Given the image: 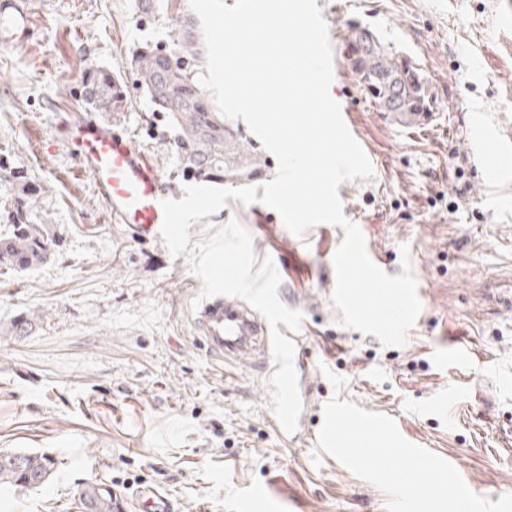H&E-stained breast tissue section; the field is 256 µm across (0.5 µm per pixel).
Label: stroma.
<instances>
[{"instance_id": "obj_1", "label": "stroma", "mask_w": 512, "mask_h": 512, "mask_svg": "<svg viewBox=\"0 0 512 512\" xmlns=\"http://www.w3.org/2000/svg\"><path fill=\"white\" fill-rule=\"evenodd\" d=\"M26 41H0V156L34 186L59 242L27 272L0 269V450L55 460L38 489L0 492V512H83L79 490L104 483L137 512L150 485L173 512H386L387 495L342 463L312 455L331 370L340 393L395 418L401 434L450 462L477 495L512 494V174L491 177L474 138L512 132V15L498 0H316L333 46L331 97L347 110L374 178L342 183L386 273L409 249L422 309L400 348L342 327L331 302L333 255L345 232L290 233L266 205L228 199L210 215L237 220L257 258L271 256L280 300L302 312L291 338L303 402L286 434L272 410L269 371L249 355L225 362L204 344L192 307L202 282L185 256L109 223L92 178L56 141V125L89 111L86 70L121 75L128 105L100 113L164 180L183 189L177 149L138 83L143 45L171 47L165 0H24ZM411 56L439 106L410 125L378 111L342 56L349 23ZM35 316L32 329L10 335ZM461 347L469 359L440 363ZM446 406L430 410L436 398Z\"/></svg>"}]
</instances>
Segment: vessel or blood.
Here are the masks:
<instances>
[{
    "label": "vessel or blood",
    "mask_w": 512,
    "mask_h": 512,
    "mask_svg": "<svg viewBox=\"0 0 512 512\" xmlns=\"http://www.w3.org/2000/svg\"><path fill=\"white\" fill-rule=\"evenodd\" d=\"M29 24L22 0H0L1 38L24 41ZM54 137L91 175L113 223L131 230L140 241L160 240L162 202L171 193L157 168L130 137L91 113L61 121ZM198 321L210 351L228 360L248 353L255 363L266 364L270 327L249 304L215 296L202 305ZM137 502L140 512H169L164 496L151 486L139 488Z\"/></svg>",
    "instance_id": "1"
}]
</instances>
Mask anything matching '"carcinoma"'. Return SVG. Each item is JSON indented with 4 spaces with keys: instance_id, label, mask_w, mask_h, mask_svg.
<instances>
[{
    "instance_id": "carcinoma-1",
    "label": "carcinoma",
    "mask_w": 512,
    "mask_h": 512,
    "mask_svg": "<svg viewBox=\"0 0 512 512\" xmlns=\"http://www.w3.org/2000/svg\"><path fill=\"white\" fill-rule=\"evenodd\" d=\"M176 21L173 28L177 65L164 68L159 50L146 47L132 60L139 84L155 108L163 112L174 131L178 155L187 173L202 181L237 179L260 171V160L247 137L224 136L222 116L211 95L198 82L205 49L195 24L183 13L182 0H167ZM351 70L360 87L381 111L398 123L412 125L437 111L427 81L418 65L392 49L366 28H351L345 38ZM86 99L107 112H121L126 99L122 79L105 69L83 76ZM54 225L37 216L31 204L28 182L20 184L10 199L7 214H0V268L26 271L43 264L56 244ZM55 461L47 454L0 452V487L39 488L47 483ZM84 512H119L112 491L92 484L79 491Z\"/></svg>"
}]
</instances>
